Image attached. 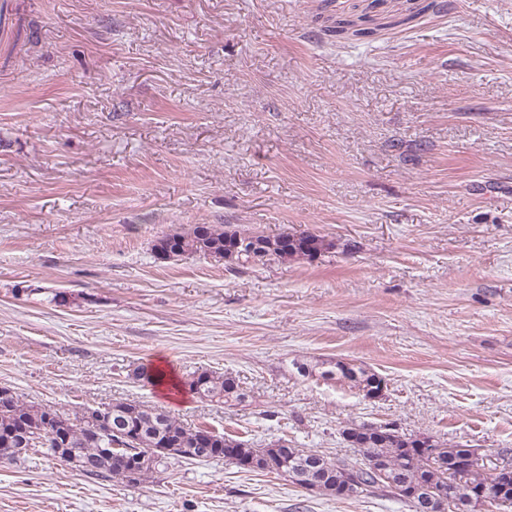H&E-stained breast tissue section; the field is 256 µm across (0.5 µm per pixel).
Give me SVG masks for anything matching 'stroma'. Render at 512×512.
Returning a JSON list of instances; mask_svg holds the SVG:
<instances>
[{"mask_svg":"<svg viewBox=\"0 0 512 512\" xmlns=\"http://www.w3.org/2000/svg\"><path fill=\"white\" fill-rule=\"evenodd\" d=\"M16 0L0 66V387L116 400L336 457L353 424L512 464V0ZM342 20L368 37L323 29ZM191 224L313 233L311 260L163 261ZM69 304L53 302L55 292ZM348 362L370 399L298 373ZM163 365L175 383L134 378ZM236 376L247 402L185 389ZM0 512H408L224 462L136 488L29 451ZM6 12H8V3L4 0L0 5V53L1 57H3L4 65L10 62L14 50L24 36V28L20 22L17 23L14 29H10V34L8 35V32L5 31ZM5 32L7 36L6 38L4 37Z\"/></svg>","mask_w":512,"mask_h":512,"instance_id":"35a3bbf8","label":"stroma"}]
</instances>
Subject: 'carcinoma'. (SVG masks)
<instances>
[{
	"label": "carcinoma",
	"instance_id": "carcinoma-1",
	"mask_svg": "<svg viewBox=\"0 0 512 512\" xmlns=\"http://www.w3.org/2000/svg\"><path fill=\"white\" fill-rule=\"evenodd\" d=\"M8 3H0V56L9 63L24 36L22 24L5 32ZM255 241L262 245L265 260L286 263L310 259L326 251L330 243L316 234L265 236L252 231L228 230L222 224H193L165 234L154 244L164 260L189 256L224 259L233 267L256 265L252 252L243 247L231 256L224 245ZM326 381H340L367 395L380 392L382 377L364 368L338 361L320 372ZM201 400L238 405L248 394L231 375L196 372L185 382ZM354 449L351 457H328L284 446L277 440L261 448L247 440L211 429L185 425L169 412L137 402L115 401L103 408L83 407L72 413L36 404L13 393L0 400V460L17 464L32 448H45L57 461L68 456L75 468L94 476L140 486L182 458L160 452L162 448H195L205 460H218L245 471L274 474L301 487L309 486L327 496L347 498L344 489L358 487L362 494L388 491L405 503L409 512H482L484 507H512V465L487 473L477 463L465 470L457 464L466 449L434 437L426 438L432 451L416 449L420 438L394 428L355 425L342 431ZM443 504L440 511L430 509Z\"/></svg>",
	"mask_w": 512,
	"mask_h": 512
}]
</instances>
